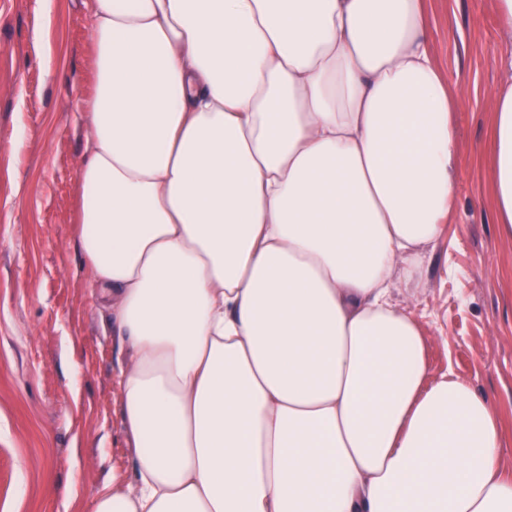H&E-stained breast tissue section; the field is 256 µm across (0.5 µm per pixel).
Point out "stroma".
<instances>
[{
    "label": "stroma",
    "instance_id": "1",
    "mask_svg": "<svg viewBox=\"0 0 512 512\" xmlns=\"http://www.w3.org/2000/svg\"><path fill=\"white\" fill-rule=\"evenodd\" d=\"M90 0H0V512H88L135 480L116 375L125 353L96 298L76 226L91 127ZM431 52L457 93V194L443 235L393 300L447 370L504 416L512 468V239L486 153L512 48L494 0H427Z\"/></svg>",
    "mask_w": 512,
    "mask_h": 512
}]
</instances>
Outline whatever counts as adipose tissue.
<instances>
[{"label": "adipose tissue", "mask_w": 512, "mask_h": 512, "mask_svg": "<svg viewBox=\"0 0 512 512\" xmlns=\"http://www.w3.org/2000/svg\"><path fill=\"white\" fill-rule=\"evenodd\" d=\"M79 242L134 485L90 512H512L503 421L393 301L456 194L426 0H94ZM489 154L512 237V82Z\"/></svg>", "instance_id": "obj_1"}]
</instances>
